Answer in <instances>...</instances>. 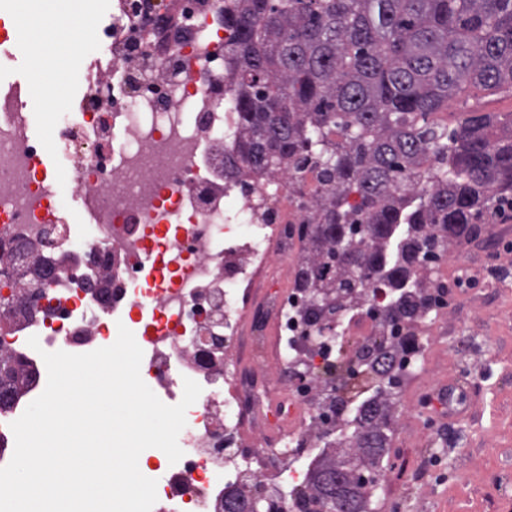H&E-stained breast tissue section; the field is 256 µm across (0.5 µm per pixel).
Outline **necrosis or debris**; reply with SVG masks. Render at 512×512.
<instances>
[{"label": "necrosis or debris", "instance_id": "1", "mask_svg": "<svg viewBox=\"0 0 512 512\" xmlns=\"http://www.w3.org/2000/svg\"><path fill=\"white\" fill-rule=\"evenodd\" d=\"M231 2L113 0L102 34L112 59L46 141L22 134L18 96L0 94V288L14 305L0 354L37 371L0 415V467L11 423L46 387L42 352L106 347L122 326L162 402H180L184 379L202 388L186 412L183 457L159 458L152 512H224L227 496L256 489L274 495L276 512H304L311 470L336 455L333 377L345 338L368 346L389 339L390 326L366 318L383 304L360 288L331 333L307 336L297 282L317 252L297 227L317 222L316 193L298 191L291 163L269 172L231 163L244 135L226 105ZM48 150L70 173L67 190L92 201L94 224L56 209L39 172ZM49 226L55 244L45 247ZM22 264L51 268L48 308L31 305ZM214 331L223 349L212 348ZM287 480L301 494L278 496Z\"/></svg>", "mask_w": 512, "mask_h": 512}]
</instances>
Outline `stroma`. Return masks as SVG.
Wrapping results in <instances>:
<instances>
[{
	"label": "stroma",
	"mask_w": 512,
	"mask_h": 512,
	"mask_svg": "<svg viewBox=\"0 0 512 512\" xmlns=\"http://www.w3.org/2000/svg\"><path fill=\"white\" fill-rule=\"evenodd\" d=\"M112 0H0V23L54 12L91 17L102 30ZM107 44L67 63L66 105L50 112L57 121L79 107L85 75L107 65ZM512 118V91L464 89L437 112L438 121L455 126L470 115ZM499 249L486 255L473 237L459 238L458 263H438L435 276L455 283L437 329L429 358L414 370L391 402L408 414L410 436L389 448L384 478L371 502L372 512H512V219L486 218ZM471 348L455 351V343ZM420 490L421 503L411 493Z\"/></svg>",
	"instance_id": "stroma-1"
}]
</instances>
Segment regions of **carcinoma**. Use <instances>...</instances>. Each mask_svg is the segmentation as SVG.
<instances>
[{
    "label": "carcinoma",
    "instance_id": "1",
    "mask_svg": "<svg viewBox=\"0 0 512 512\" xmlns=\"http://www.w3.org/2000/svg\"><path fill=\"white\" fill-rule=\"evenodd\" d=\"M224 29L241 161L318 175L319 223L298 232L321 250L301 287L364 286L394 299L386 317L413 315L423 257L512 201V120L433 118L466 87L512 89V0H235ZM27 374L23 357L0 358V383ZM394 386L355 418L368 437L354 456L370 465L387 450ZM338 466L312 472L311 507L333 496L322 474Z\"/></svg>",
    "mask_w": 512,
    "mask_h": 512
}]
</instances>
